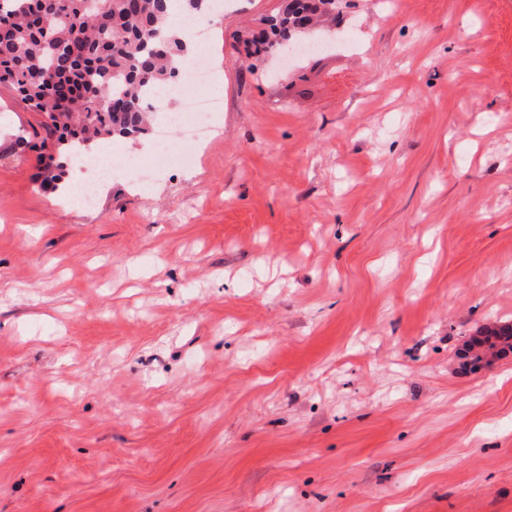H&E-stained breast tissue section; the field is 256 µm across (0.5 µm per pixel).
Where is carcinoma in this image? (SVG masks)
Listing matches in <instances>:
<instances>
[{
	"label": "carcinoma",
	"mask_w": 512,
	"mask_h": 512,
	"mask_svg": "<svg viewBox=\"0 0 512 512\" xmlns=\"http://www.w3.org/2000/svg\"><path fill=\"white\" fill-rule=\"evenodd\" d=\"M211 0H0V83L43 117L46 136L31 144L46 161L43 186L57 188L64 161L106 137L149 131L146 93L185 78L176 62L193 51L185 28L170 26ZM335 0H289L250 40L265 52L329 14Z\"/></svg>",
	"instance_id": "obj_1"
}]
</instances>
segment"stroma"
I'll return each instance as SVG.
<instances>
[{
  "label": "stroma",
  "instance_id": "obj_1",
  "mask_svg": "<svg viewBox=\"0 0 512 512\" xmlns=\"http://www.w3.org/2000/svg\"><path fill=\"white\" fill-rule=\"evenodd\" d=\"M219 131L96 209L11 151L0 84V512H512V0H338L314 51L249 55Z\"/></svg>",
  "mask_w": 512,
  "mask_h": 512
}]
</instances>
